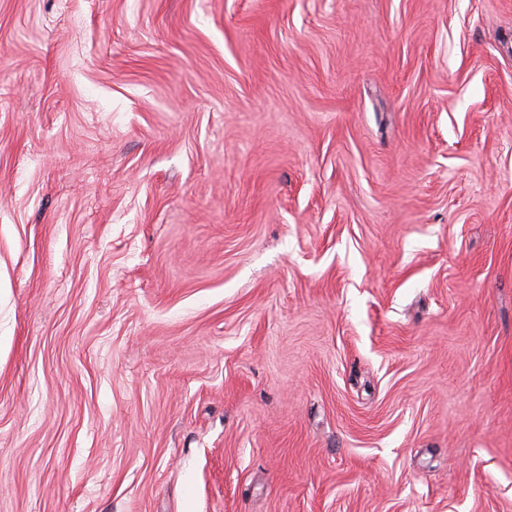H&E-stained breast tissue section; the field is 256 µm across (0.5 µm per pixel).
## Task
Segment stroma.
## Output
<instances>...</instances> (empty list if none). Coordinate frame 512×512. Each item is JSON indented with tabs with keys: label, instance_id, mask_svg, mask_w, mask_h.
<instances>
[{
	"label": "stroma",
	"instance_id": "obj_1",
	"mask_svg": "<svg viewBox=\"0 0 512 512\" xmlns=\"http://www.w3.org/2000/svg\"><path fill=\"white\" fill-rule=\"evenodd\" d=\"M0 512H512V0H0Z\"/></svg>",
	"mask_w": 512,
	"mask_h": 512
}]
</instances>
